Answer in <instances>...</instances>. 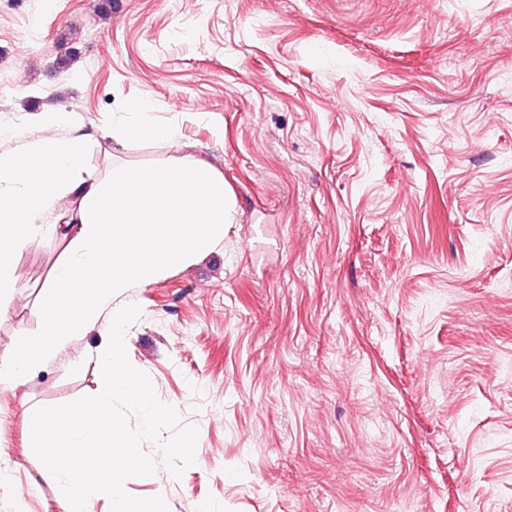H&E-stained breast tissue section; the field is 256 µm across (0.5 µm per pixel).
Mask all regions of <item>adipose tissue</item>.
I'll return each mask as SVG.
<instances>
[{
    "label": "adipose tissue",
    "instance_id": "ef3b65f1",
    "mask_svg": "<svg viewBox=\"0 0 512 512\" xmlns=\"http://www.w3.org/2000/svg\"><path fill=\"white\" fill-rule=\"evenodd\" d=\"M133 109L139 120L113 129V140L175 138L174 128L147 120L148 104ZM87 147L83 135H31L0 153V298L17 286L8 266L14 252L50 233L68 241V257L42 297L41 333L19 337L0 358V389L40 371L58 345L97 322L114 296L192 263L224 236L228 201L212 167L172 158L138 174L116 170L105 181L88 167ZM65 199L72 203L65 222H50L51 208Z\"/></svg>",
    "mask_w": 512,
    "mask_h": 512
}]
</instances>
